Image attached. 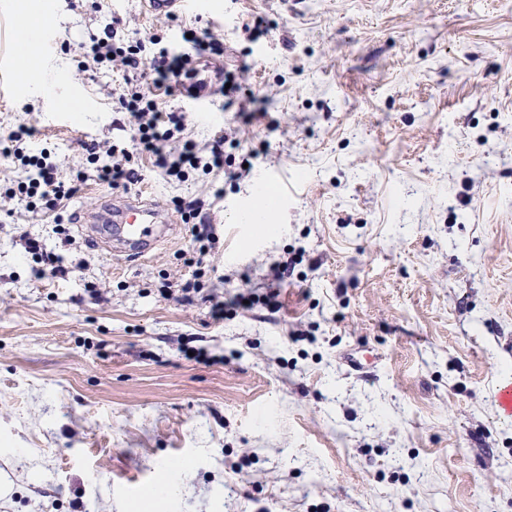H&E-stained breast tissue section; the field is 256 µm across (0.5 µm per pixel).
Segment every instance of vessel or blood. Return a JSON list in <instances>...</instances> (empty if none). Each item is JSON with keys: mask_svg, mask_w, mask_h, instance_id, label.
Returning <instances> with one entry per match:
<instances>
[{"mask_svg": "<svg viewBox=\"0 0 512 512\" xmlns=\"http://www.w3.org/2000/svg\"><path fill=\"white\" fill-rule=\"evenodd\" d=\"M140 4L143 12L153 17L202 14L215 7L213 0H140ZM167 220V215L152 204L123 197L109 198L100 211L87 216L98 245L131 259L155 249L162 240L158 226Z\"/></svg>", "mask_w": 512, "mask_h": 512, "instance_id": "1", "label": "vessel or blood"}]
</instances>
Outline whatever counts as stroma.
<instances>
[{
  "label": "stroma",
  "mask_w": 512,
  "mask_h": 512,
  "mask_svg": "<svg viewBox=\"0 0 512 512\" xmlns=\"http://www.w3.org/2000/svg\"><path fill=\"white\" fill-rule=\"evenodd\" d=\"M55 2L26 76L8 51L45 0H0V137L31 129L24 153L51 149L64 178L114 144L136 180L33 209L0 154V512H149L162 485L165 512H512V0ZM109 24L173 56L186 28L223 42L193 58L205 99H160L181 140L235 136L246 177L177 178L137 150L125 71L77 66ZM271 178L283 196L240 223ZM105 196L155 204L172 232L108 254L79 222ZM192 200L215 232L199 266ZM145 14L153 17L171 16L180 13H208L215 8L209 0H141Z\"/></svg>",
  "instance_id": "35a3bbf8"
}]
</instances>
